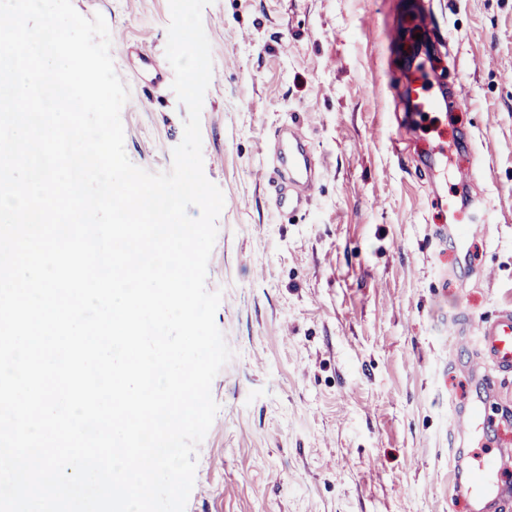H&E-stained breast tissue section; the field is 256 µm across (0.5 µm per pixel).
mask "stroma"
I'll use <instances>...</instances> for the list:
<instances>
[{"instance_id":"stroma-1","label":"stroma","mask_w":512,"mask_h":512,"mask_svg":"<svg viewBox=\"0 0 512 512\" xmlns=\"http://www.w3.org/2000/svg\"><path fill=\"white\" fill-rule=\"evenodd\" d=\"M72 3L122 34L111 56L130 93L129 159L169 170L187 110L171 83L128 75L141 52L168 68V0ZM202 19L204 174L225 197L206 287L222 294L215 323L234 356L212 383L186 512H468L454 475L472 441L454 419L477 395L512 457V375L471 369L479 324L512 309V0H213ZM420 36L436 49L412 71ZM414 76L444 84L454 110L410 112ZM282 125L321 174L287 215L263 175ZM443 141L460 187L423 164ZM456 193L494 207L464 251L442 231Z\"/></svg>"}]
</instances>
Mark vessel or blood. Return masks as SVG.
Wrapping results in <instances>:
<instances>
[{"instance_id":"vessel-or-blood-1","label":"vessel or blood","mask_w":512,"mask_h":512,"mask_svg":"<svg viewBox=\"0 0 512 512\" xmlns=\"http://www.w3.org/2000/svg\"><path fill=\"white\" fill-rule=\"evenodd\" d=\"M269 165L275 173L270 183L271 197L278 211H295L308 204L317 188L319 167L308 154L298 131L291 127L276 129ZM491 207L476 200L470 208L453 212L451 220L455 243L465 247L489 223ZM480 359L498 372H512V311L500 312L478 328ZM512 460L487 454L467 478L466 498L469 512H484L487 498L502 489V474Z\"/></svg>"}]
</instances>
